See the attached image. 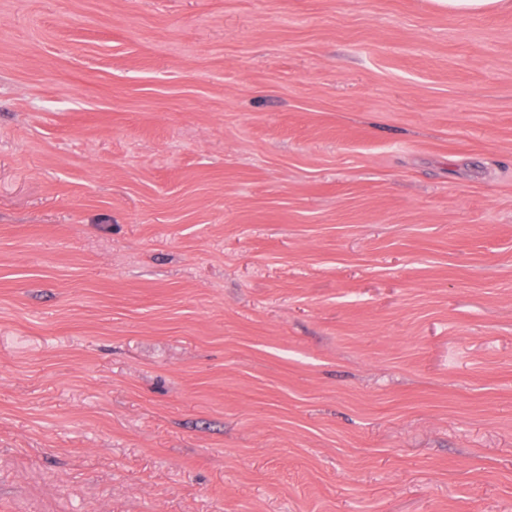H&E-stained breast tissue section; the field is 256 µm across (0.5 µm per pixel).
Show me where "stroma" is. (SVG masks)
Instances as JSON below:
<instances>
[{
  "label": "stroma",
  "mask_w": 512,
  "mask_h": 512,
  "mask_svg": "<svg viewBox=\"0 0 512 512\" xmlns=\"http://www.w3.org/2000/svg\"><path fill=\"white\" fill-rule=\"evenodd\" d=\"M0 512H512V8L0 0Z\"/></svg>",
  "instance_id": "35a3bbf8"
}]
</instances>
